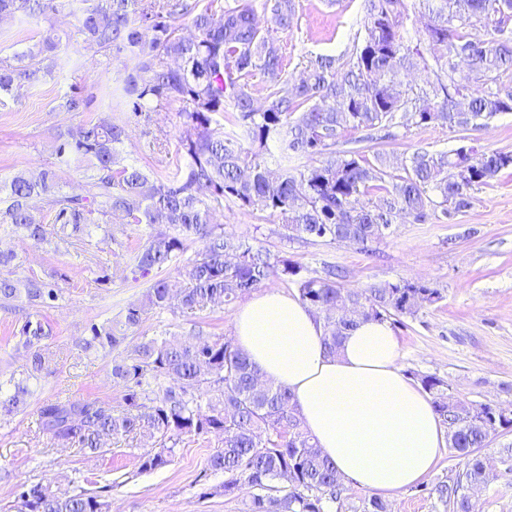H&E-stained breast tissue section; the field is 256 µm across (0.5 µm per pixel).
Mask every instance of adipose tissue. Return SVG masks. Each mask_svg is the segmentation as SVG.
Wrapping results in <instances>:
<instances>
[{"label": "adipose tissue", "instance_id": "obj_1", "mask_svg": "<svg viewBox=\"0 0 512 512\" xmlns=\"http://www.w3.org/2000/svg\"><path fill=\"white\" fill-rule=\"evenodd\" d=\"M233 333L264 379L288 389L304 428L342 477L390 495L416 484L440 457L441 419L401 372L388 322H360L331 355L321 320L298 297L268 290L235 313Z\"/></svg>", "mask_w": 512, "mask_h": 512}]
</instances>
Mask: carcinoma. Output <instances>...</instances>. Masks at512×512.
Masks as SVG:
<instances>
[{"label":"carcinoma","instance_id":"carcinoma-1","mask_svg":"<svg viewBox=\"0 0 512 512\" xmlns=\"http://www.w3.org/2000/svg\"><path fill=\"white\" fill-rule=\"evenodd\" d=\"M79 32L109 56L130 57L134 66L123 79V104L139 117L149 104L179 103L185 118L180 144L187 163L171 179L156 184L141 168L119 166L124 125L88 123L56 135L61 162L91 161L89 190L63 192L53 169L33 179L23 173L0 183V224L24 237L46 241L54 230L38 222L34 200L54 212L55 224L68 238L89 235L94 214L105 223L154 224L167 228L150 236L134 256V272L146 278L173 263L186 280L179 306L185 312L217 302L226 305L275 276L295 285L299 300L323 320L325 345L334 354L344 334L367 320L401 323L443 299L429 282H373L345 288L334 266L312 276L300 263L246 245L211 223L213 204L227 200L247 213L261 212L282 221L279 233L289 240L347 242L368 249L394 233L405 219L424 223L436 212L451 218L469 208L473 192L512 168V152L452 153L417 150L403 173L391 159L365 148L336 153L349 129L362 130L363 144L394 139L396 127L440 124L477 130L484 121L512 111V90L492 89L512 72V0H417L422 30L418 41L426 57L405 36L403 0H364L362 39L348 57L319 56L308 61L297 79H281L284 59L276 37L298 24L294 0H265L270 18L262 25L255 0H234L222 9L216 0H80ZM63 0H0V16L21 14L48 20ZM189 16L198 36L180 34ZM497 17L492 33H471L476 22ZM59 42L46 35L38 46L0 59V94L50 75ZM465 54L461 69L458 53ZM174 59L171 64L168 59ZM402 71H430V104L421 89L399 80ZM265 82L264 104L256 106V81ZM277 146L279 173L271 174L264 151ZM373 189L384 191L375 203ZM96 224V223H94ZM96 228H102L96 224ZM203 243L184 257L186 241ZM16 256L0 251V307L23 300L39 310L63 298L57 281L36 276L12 277ZM145 299L152 308L171 306L170 288L158 279ZM48 322L27 319L16 348L30 364L12 378L13 391L0 392V414L23 413L34 398V382L44 369ZM122 340L106 320L91 322L77 347L86 354L112 352ZM112 376L125 387L124 407L90 399H56L39 407V426L50 438L77 445L94 456L109 452L112 437L161 434L162 447L138 456L139 469L152 471L171 461L186 436L215 433L221 448L209 460L227 475L224 494L246 476L257 490L248 512H326L340 502L341 481L335 468L307 435L291 394L280 386L257 385L259 372L230 340L201 336L183 342L162 331L141 342L112 365ZM152 377L158 390L142 401L138 387ZM415 378L429 395L448 428V448L462 471L445 487L453 512H470L467 491L482 487L499 467L512 470V443L496 457L481 449L489 437L512 428V403L461 399L448 382L431 374ZM16 512H106L93 492L22 484Z\"/></svg>","mask_w":512,"mask_h":512}]
</instances>
